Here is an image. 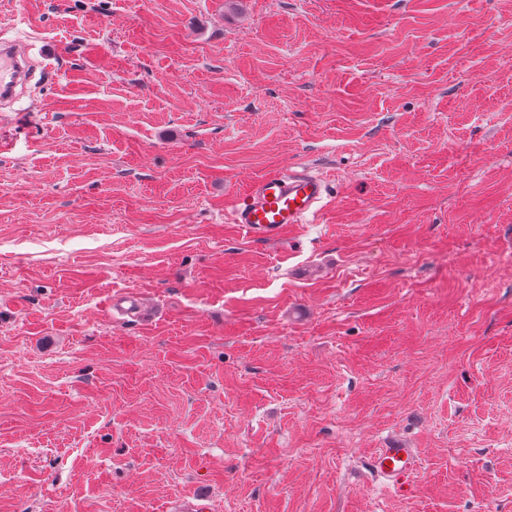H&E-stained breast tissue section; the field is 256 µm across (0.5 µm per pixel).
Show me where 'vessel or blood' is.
Returning <instances> with one entry per match:
<instances>
[{
    "instance_id": "b4317fda",
    "label": "vessel or blood",
    "mask_w": 512,
    "mask_h": 512,
    "mask_svg": "<svg viewBox=\"0 0 512 512\" xmlns=\"http://www.w3.org/2000/svg\"><path fill=\"white\" fill-rule=\"evenodd\" d=\"M18 75L14 49L0 45V95L9 93ZM329 196L324 177L308 170L273 172L250 184L245 197L229 213L231 223L267 240L286 224H308L322 212ZM419 468L415 449L392 442L375 449L370 471L393 490L405 493Z\"/></svg>"
}]
</instances>
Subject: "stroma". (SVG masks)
I'll return each instance as SVG.
<instances>
[{
	"mask_svg": "<svg viewBox=\"0 0 512 512\" xmlns=\"http://www.w3.org/2000/svg\"><path fill=\"white\" fill-rule=\"evenodd\" d=\"M0 40V512H512V0H0ZM289 169L314 222L225 221ZM18 75L16 52L10 47L0 45V95L8 94ZM368 466L388 487L405 493L413 484L419 468V458L416 449L407 448L399 442H391L374 450Z\"/></svg>",
	"mask_w": 512,
	"mask_h": 512,
	"instance_id": "obj_1",
	"label": "stroma"
}]
</instances>
